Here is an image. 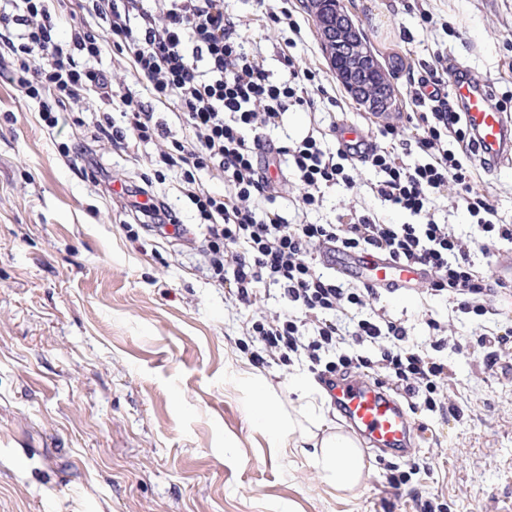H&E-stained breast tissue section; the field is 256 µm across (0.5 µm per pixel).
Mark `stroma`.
<instances>
[{"label": "stroma", "mask_w": 512, "mask_h": 512, "mask_svg": "<svg viewBox=\"0 0 512 512\" xmlns=\"http://www.w3.org/2000/svg\"><path fill=\"white\" fill-rule=\"evenodd\" d=\"M224 6L272 78L282 77L286 52L319 72L324 90L299 114L332 148V124L354 122L373 135L401 124L412 109L409 77L438 56L496 93L512 90V0H344L382 63L404 61L390 75L396 109L385 118L331 73L301 0H287L295 33L255 0ZM97 65L112 76L113 118L125 91L149 101L127 57L109 47ZM102 109L90 99L51 128L38 100L0 79V512H419L431 497L447 512H512V347L488 372L472 354L449 355L459 413L423 416L415 459L429 468L404 493L384 483L392 456L368 447L364 486H328L291 441L272 440L250 415L251 378L285 407L306 365L252 367L239 349L247 312L209 283L198 251L156 234L131 242L121 203L65 156L68 147L92 151L119 182L149 172L157 144L120 152L86 139L84 121ZM375 179L365 171L354 189L328 190L308 222L334 224L355 209L406 222L373 195ZM381 301L407 319L416 344L426 340V309L466 338L512 325L504 293L493 298L499 315L482 322L420 289Z\"/></svg>", "instance_id": "obj_1"}]
</instances>
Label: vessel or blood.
Here are the masks:
<instances>
[{
	"label": "vessel or blood",
	"instance_id": "vessel-or-blood-1",
	"mask_svg": "<svg viewBox=\"0 0 512 512\" xmlns=\"http://www.w3.org/2000/svg\"><path fill=\"white\" fill-rule=\"evenodd\" d=\"M452 88L464 102L467 124L477 133L487 156L501 160L505 135L512 129V114L492 106L488 93L476 81L456 79ZM337 139L342 146L358 152L366 151L371 144L365 130L355 123L341 124ZM336 271L341 276L379 288H405L413 280L425 282L430 277L428 270L419 266L401 267L375 255H356L341 250L336 253ZM330 396L357 439L400 458L407 459L415 454L413 436L417 425L409 408L394 392L362 376L350 375L335 379Z\"/></svg>",
	"mask_w": 512,
	"mask_h": 512
}]
</instances>
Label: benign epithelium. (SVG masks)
<instances>
[{"instance_id": "obj_1", "label": "benign epithelium", "mask_w": 512, "mask_h": 512, "mask_svg": "<svg viewBox=\"0 0 512 512\" xmlns=\"http://www.w3.org/2000/svg\"><path fill=\"white\" fill-rule=\"evenodd\" d=\"M304 7L314 18H321L326 26L321 31L322 44L331 68L349 93L371 112H386L391 101L384 91L371 96L366 93L363 80L384 72L383 66L371 46L364 42L340 0H305ZM347 52L357 62L358 76L344 71L338 62L341 52Z\"/></svg>"}]
</instances>
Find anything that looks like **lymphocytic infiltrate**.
Listing matches in <instances>:
<instances>
[{"label":"lymphocytic infiltrate","mask_w":512,"mask_h":512,"mask_svg":"<svg viewBox=\"0 0 512 512\" xmlns=\"http://www.w3.org/2000/svg\"><path fill=\"white\" fill-rule=\"evenodd\" d=\"M97 26L58 34L59 16L49 0H0V29L19 31L12 46L11 79L42 103L47 126L60 110L80 109L89 97L112 102V79L91 60L112 46L132 63L151 103L125 94L122 123L101 112L86 133L96 142L128 150L142 143L162 146L150 164L156 174L179 171L181 192L204 226L201 248L210 280L235 305L251 309L242 351L254 368L303 361L319 380L359 373L404 394L413 413L447 414L453 377L441 351L477 346L483 370L512 342V327L475 341L449 334L447 323L425 315L429 346L409 344L405 320L378 304L381 289L337 278L324 262L342 247L428 268L431 295L455 311L482 319L493 314L496 288L478 270L479 259L512 245V224L499 223L494 196L476 180L492 166L464 120V104L447 89L448 66L436 59L410 87L413 112L402 126L386 124L382 140L362 154L325 148L314 134L273 139L293 107H313L318 73L282 55L285 71L275 80L247 50L249 39L225 12L224 0H77ZM170 107L181 132L173 134L155 105ZM375 172L372 193L407 213L405 224H384L373 214L351 211L339 224L293 222L277 208L280 185L294 175L298 208L322 206L332 187L353 189L361 170ZM217 172L224 190L198 180ZM472 217L467 236L435 219V201ZM275 287L282 305L257 308L261 289Z\"/></svg>","instance_id":"obj_1"}]
</instances>
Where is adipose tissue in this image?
I'll return each mask as SVG.
<instances>
[{
    "label": "adipose tissue",
    "instance_id": "1",
    "mask_svg": "<svg viewBox=\"0 0 512 512\" xmlns=\"http://www.w3.org/2000/svg\"><path fill=\"white\" fill-rule=\"evenodd\" d=\"M297 396L293 415H284L275 400L260 397L253 416L273 439L297 435L298 448H310L309 459L325 482L339 490L361 487L369 476L370 466L357 440L337 431L324 410L320 387L310 378L294 377L291 381Z\"/></svg>",
    "mask_w": 512,
    "mask_h": 512
}]
</instances>
